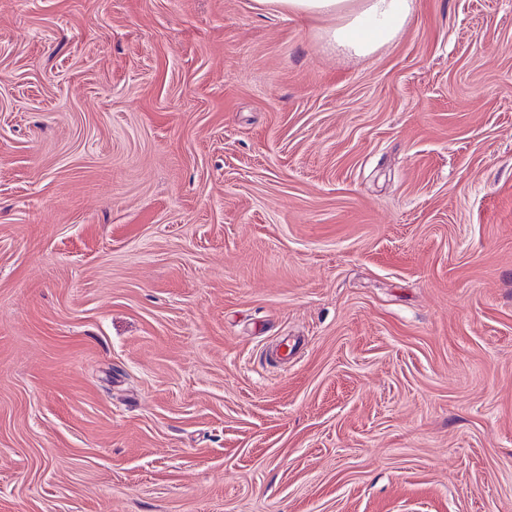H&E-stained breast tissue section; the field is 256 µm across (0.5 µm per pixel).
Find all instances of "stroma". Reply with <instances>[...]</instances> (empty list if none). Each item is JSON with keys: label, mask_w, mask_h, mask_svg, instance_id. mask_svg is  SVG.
<instances>
[{"label": "stroma", "mask_w": 512, "mask_h": 512, "mask_svg": "<svg viewBox=\"0 0 512 512\" xmlns=\"http://www.w3.org/2000/svg\"><path fill=\"white\" fill-rule=\"evenodd\" d=\"M0 512H512V0H0ZM418 0H252L260 13L303 23L321 21L320 36L332 52L363 58L393 41Z\"/></svg>", "instance_id": "stroma-1"}]
</instances>
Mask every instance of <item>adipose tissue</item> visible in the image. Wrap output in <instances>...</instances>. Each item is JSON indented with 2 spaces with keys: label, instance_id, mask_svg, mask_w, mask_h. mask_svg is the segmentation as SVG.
<instances>
[{
  "label": "adipose tissue",
  "instance_id": "adipose-tissue-1",
  "mask_svg": "<svg viewBox=\"0 0 512 512\" xmlns=\"http://www.w3.org/2000/svg\"><path fill=\"white\" fill-rule=\"evenodd\" d=\"M418 0H252L253 10L320 22L326 48L363 58L393 41Z\"/></svg>",
  "mask_w": 512,
  "mask_h": 512
}]
</instances>
